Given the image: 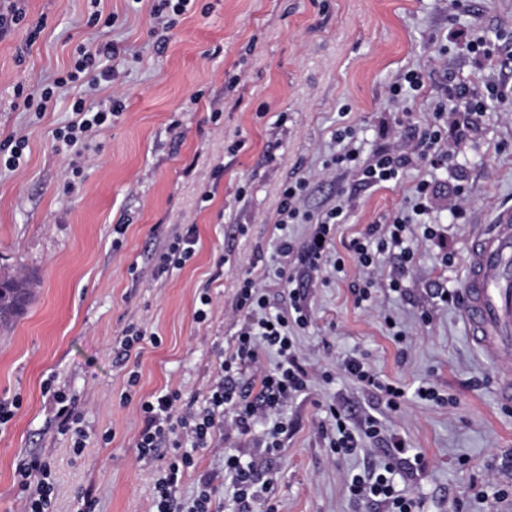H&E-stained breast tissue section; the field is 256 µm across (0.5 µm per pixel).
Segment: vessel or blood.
Listing matches in <instances>:
<instances>
[{
	"mask_svg": "<svg viewBox=\"0 0 512 512\" xmlns=\"http://www.w3.org/2000/svg\"><path fill=\"white\" fill-rule=\"evenodd\" d=\"M464 263L461 317L495 372L499 401L512 405V206L472 234Z\"/></svg>",
	"mask_w": 512,
	"mask_h": 512,
	"instance_id": "vessel-or-blood-1",
	"label": "vessel or blood"
}]
</instances>
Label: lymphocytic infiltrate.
Returning <instances> with one entry per match:
<instances>
[{"mask_svg": "<svg viewBox=\"0 0 512 512\" xmlns=\"http://www.w3.org/2000/svg\"><path fill=\"white\" fill-rule=\"evenodd\" d=\"M119 53V47L111 42L92 49L80 48L78 60L66 77L58 79V86L70 82L92 88L98 81L111 80L115 71L109 61ZM495 92L496 87L491 83L482 90L449 84L446 98L457 102L459 111L464 112L463 130L483 121L488 110L487 98ZM72 110L74 121L56 133L59 140L72 147L83 145L89 132L102 126L113 113L109 106L90 110L81 98L74 101ZM444 112V107H436L414 152L384 150L365 158L350 141L331 162L351 170L359 181L370 185L392 181L423 159L436 165L448 163L451 151L442 131ZM306 187L302 178L283 185L276 219L282 229L291 224L309 227L302 245H295L285 235L277 240V254L294 259L292 267L278 270L280 277L294 284L288 292V310H271L255 279L248 275L240 277L236 293L240 327L233 345L224 351L203 405L183 402L176 390L153 394L140 404L142 427L136 443L139 457H157L164 448L171 451L154 483L156 512H223L215 498V475L202 476L200 489L192 500H183L178 489L185 473L195 468L198 450L215 447L222 440L251 435L257 438L255 447L224 451L226 491L238 512H275L270 490L259 480V466L264 459L279 455L290 428L286 415L288 404L308 389L317 374L299 353L293 339L295 329L309 324L305 285L316 279L326 266H333L338 272L344 269L343 259L332 258L331 247L336 226L344 222L348 205L341 200L321 216L312 217L302 208ZM429 190L427 182H419L412 214L400 212L386 217L382 225H371L365 234L349 242L348 249L364 274L362 280L352 285L356 303L370 299L381 260L392 252L397 253L399 264L391 271L390 287L392 291H400L403 277L414 260L413 251L406 245L409 227L413 215L425 213ZM268 354L277 357L270 368L264 365ZM341 367L387 409L395 412L401 409L406 399L405 389L382 380L363 357L347 355ZM324 412L321 428L333 454L358 455L363 453L368 440L385 445L383 463L347 474L346 485L353 502L374 504L381 512H423V501L406 488L407 483L424 473L423 457L412 454L401 437L383 435L374 416L355 418L343 404L335 402L327 403ZM260 423L265 430L259 435L255 428ZM52 468L51 459L41 454H30L19 461L18 488L25 512H54Z\"/></svg>", "mask_w": 512, "mask_h": 512, "instance_id": "f902f5d3", "label": "lymphocytic infiltrate"}]
</instances>
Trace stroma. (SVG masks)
<instances>
[{"label":"stroma","mask_w":512,"mask_h":512,"mask_svg":"<svg viewBox=\"0 0 512 512\" xmlns=\"http://www.w3.org/2000/svg\"><path fill=\"white\" fill-rule=\"evenodd\" d=\"M151 5L101 0L96 7L117 22L97 30L87 24L90 0H22L24 22L0 38V142H26L18 167L0 169V277L33 283L23 313L0 325V400H21L0 427V512H21L15 469L30 453L54 462L56 512H80L87 497L92 512H154L164 462L138 457L139 403L162 390L187 401L206 394L237 330L240 276L252 275L270 306H287L275 221L282 184L295 176L308 182L307 210L330 208L342 194L352 206L333 242L345 270L321 274L308 293L311 323L297 338L301 354L331 379H314L289 404L293 429L262 468L277 512H371L354 506L345 482L369 457L331 454L319 428L330 399L357 416L372 402L341 368L354 352L408 393L383 417L425 456L426 473L412 486L425 512H512V492L498 499L491 488L496 481L512 489V408L498 402L460 306L430 294L437 284L461 287L468 238L512 205V99L491 101L449 166L421 161L398 180L369 186L330 163L340 127L367 155L412 150L449 79L512 89V70L477 71L454 37L469 26L512 48V0H196L161 48L149 34ZM92 39L121 47L115 79L87 92L53 88L45 112H29L17 88L53 87ZM411 69L423 73L424 89L392 104L389 86ZM80 95L95 108L122 100L124 110L79 152L53 132L72 120ZM422 180L431 193L411 227L415 257L402 292L391 291L383 269L371 300L355 304L351 284L360 274L349 241L409 207ZM457 195L456 220L448 200ZM428 224L434 236L425 235ZM191 227L193 259L153 279L155 255ZM204 290L211 304L200 322ZM387 312L404 344L389 335ZM132 323L161 342L140 343L121 363L112 343ZM132 371L139 383L125 403ZM48 383L77 401L82 452L57 428ZM424 384L445 403L415 397Z\"/></svg>","instance_id":"obj_1"}]
</instances>
